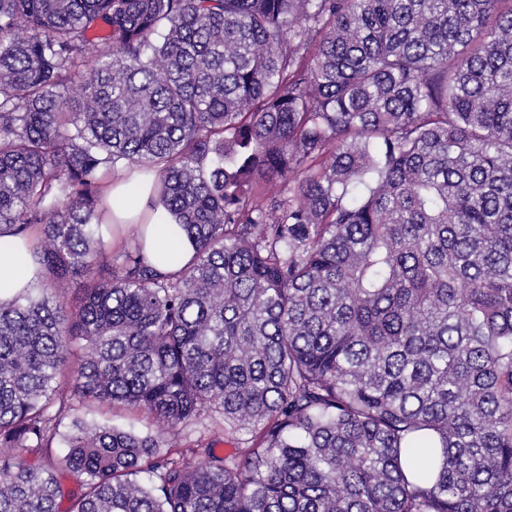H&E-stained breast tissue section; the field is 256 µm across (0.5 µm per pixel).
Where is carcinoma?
Returning <instances> with one entry per match:
<instances>
[{
	"label": "carcinoma",
	"instance_id": "1",
	"mask_svg": "<svg viewBox=\"0 0 512 512\" xmlns=\"http://www.w3.org/2000/svg\"><path fill=\"white\" fill-rule=\"evenodd\" d=\"M124 166L173 275L95 277ZM0 250V512H512V0H0ZM37 265L30 263L23 277H18L14 269L13 253L4 254L0 251V298L9 297L24 287L26 282L34 278ZM79 416L101 424L117 425L145 436L159 434V427L153 417L144 412L131 411L121 406L115 408L90 406L81 409ZM215 422L210 417H201L188 424H181L174 429L164 431L162 437L166 448L170 447L174 453L173 457L178 458L179 453L185 455L188 462L195 463L198 459L187 451L189 448H196L197 442H215L216 452L218 454L230 452L233 448L224 444V430L222 421ZM221 422V423H219ZM178 453V454H177Z\"/></svg>",
	"mask_w": 512,
	"mask_h": 512
}]
</instances>
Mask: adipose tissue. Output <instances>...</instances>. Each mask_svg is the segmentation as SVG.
<instances>
[{
  "label": "adipose tissue",
  "mask_w": 512,
  "mask_h": 512,
  "mask_svg": "<svg viewBox=\"0 0 512 512\" xmlns=\"http://www.w3.org/2000/svg\"><path fill=\"white\" fill-rule=\"evenodd\" d=\"M154 175L124 169L113 174L104 190V200L111 208V221L118 227L146 224L145 254L152 265L164 273H176L178 265L166 255L178 251L183 261H190L195 248L172 213L159 200L153 186Z\"/></svg>",
  "instance_id": "1"
}]
</instances>
